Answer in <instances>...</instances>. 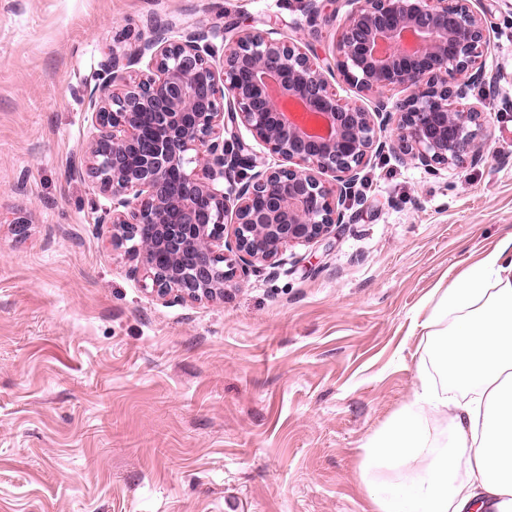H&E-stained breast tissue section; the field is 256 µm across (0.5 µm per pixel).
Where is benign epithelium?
<instances>
[{
  "label": "benign epithelium",
  "mask_w": 512,
  "mask_h": 512,
  "mask_svg": "<svg viewBox=\"0 0 512 512\" xmlns=\"http://www.w3.org/2000/svg\"><path fill=\"white\" fill-rule=\"evenodd\" d=\"M348 2L338 65L358 90H414L408 99L345 108L299 48L236 23L176 37L152 27L101 64L89 92V150L76 170L110 200L98 223L112 225L113 246L133 243L130 274L152 297L222 300L224 286L279 263L285 248L327 238L346 223L361 172L387 151L430 171L479 160L485 112L448 101L468 97L483 70L467 84L448 77L488 50L486 13L469 0L451 9L446 0ZM241 126L280 163L256 169ZM143 224L152 234L139 241Z\"/></svg>",
  "instance_id": "7a95c632"
}]
</instances>
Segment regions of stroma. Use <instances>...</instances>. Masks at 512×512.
I'll return each instance as SVG.
<instances>
[{"label": "stroma", "instance_id": "1", "mask_svg": "<svg viewBox=\"0 0 512 512\" xmlns=\"http://www.w3.org/2000/svg\"><path fill=\"white\" fill-rule=\"evenodd\" d=\"M317 4L0 0V512H367L360 450L418 384L433 290L512 235V0H476L487 82L455 103H484L485 157L372 159L349 224L223 299L151 297L74 173L86 82L150 19L273 30L372 109L334 61L347 0Z\"/></svg>", "mask_w": 512, "mask_h": 512}]
</instances>
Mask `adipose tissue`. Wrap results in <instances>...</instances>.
<instances>
[{"instance_id":"1","label":"adipose tissue","mask_w":512,"mask_h":512,"mask_svg":"<svg viewBox=\"0 0 512 512\" xmlns=\"http://www.w3.org/2000/svg\"><path fill=\"white\" fill-rule=\"evenodd\" d=\"M432 298L420 386L366 442V491L374 512H512V236Z\"/></svg>"}]
</instances>
